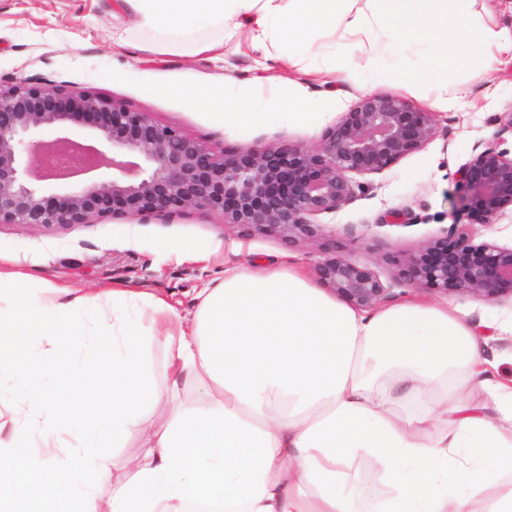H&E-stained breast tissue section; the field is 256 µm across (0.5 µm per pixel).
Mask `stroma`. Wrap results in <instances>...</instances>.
I'll return each mask as SVG.
<instances>
[{
    "mask_svg": "<svg viewBox=\"0 0 512 512\" xmlns=\"http://www.w3.org/2000/svg\"><path fill=\"white\" fill-rule=\"evenodd\" d=\"M112 2L0 0V80L113 97L229 151L259 142L314 144L360 96L343 78V53L335 47L336 36L317 31L312 40L323 52L310 58L308 77L309 102L320 114L317 121H298L284 114L253 125L224 121L214 108L189 103L181 89L228 74L233 82L226 97L232 105H271L276 97L287 96L296 70L264 69L261 56L247 45L244 28L231 37L212 28L189 31V40L223 43L220 55L163 53L166 32L132 26L113 12ZM380 90L433 112L436 136L423 150L369 175L371 187L364 196L336 213L319 216L318 221L335 225L338 250L392 285L393 300L416 296L468 312L478 331L492 339L499 357L497 380L510 382L512 335L502 334L501 329L512 324V305L393 286L395 268L383 258L415 250L454 224L480 226L482 239L512 245V217L503 216L484 227L477 211L460 209L454 177L460 165L474 158V145L492 138L500 113L512 110V60L501 59L485 73L449 72L440 89L391 76ZM446 90H461L465 96L451 108L437 107ZM392 210L405 212L406 221H386ZM0 256L91 296L113 285L143 289L187 316L195 311L202 291L223 280L226 268L285 258L313 281L318 253L309 243L244 238L225 231L212 216L193 212L140 223L107 217L95 224L51 226L38 232L2 225Z\"/></svg>",
    "mask_w": 512,
    "mask_h": 512,
    "instance_id": "obj_1",
    "label": "stroma"
}]
</instances>
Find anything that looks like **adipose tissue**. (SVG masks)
I'll use <instances>...</instances> for the list:
<instances>
[{"mask_svg":"<svg viewBox=\"0 0 512 512\" xmlns=\"http://www.w3.org/2000/svg\"><path fill=\"white\" fill-rule=\"evenodd\" d=\"M114 0L169 50L193 28L249 26L253 49L310 53L325 27L355 39L345 77L369 91L419 50L490 70L512 30L476 25L460 0ZM0 512H512V385L485 376L465 311L419 301L345 307L287 265L225 271L191 320L129 289L90 302L0 267ZM163 346L171 382L151 360ZM495 411L471 404L469 383ZM202 391L206 405L183 399ZM31 452L14 468L16 441ZM139 446L110 468L104 452ZM256 455L242 451V443ZM381 475L365 485L360 470Z\"/></svg>","mask_w":512,"mask_h":512,"instance_id":"adipose-tissue-1","label":"adipose tissue"}]
</instances>
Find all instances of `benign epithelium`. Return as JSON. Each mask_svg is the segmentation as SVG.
<instances>
[{
  "label": "benign epithelium",
  "instance_id": "obj_1",
  "mask_svg": "<svg viewBox=\"0 0 512 512\" xmlns=\"http://www.w3.org/2000/svg\"><path fill=\"white\" fill-rule=\"evenodd\" d=\"M91 131L112 155L68 137L36 135L55 127ZM512 111L498 118L493 139L455 174L461 205L478 204L484 225L512 211ZM436 134L433 113L375 92L361 96L313 144H256L233 153L191 138L150 112L116 99L0 82V224L32 230L95 224L106 217L144 221L195 211L247 236L317 247L323 285L356 309L390 295L373 272L336 251L332 214L363 193L354 176L378 174L423 149ZM102 171L93 181L54 192L48 181ZM470 224L397 256L395 283L453 292L486 302L512 301V246L477 241Z\"/></svg>",
  "mask_w": 512,
  "mask_h": 512
}]
</instances>
